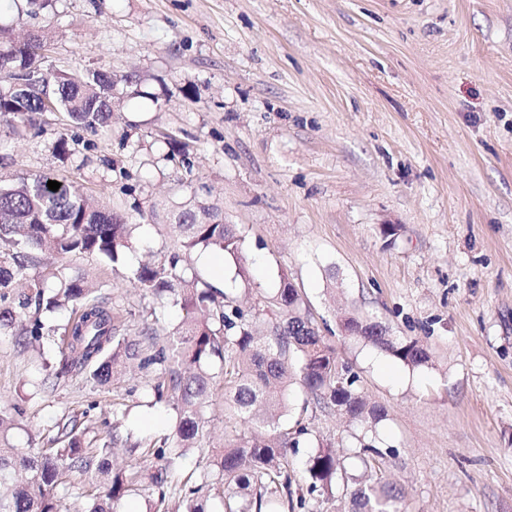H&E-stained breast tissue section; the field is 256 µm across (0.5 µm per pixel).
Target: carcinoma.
Returning a JSON list of instances; mask_svg holds the SVG:
<instances>
[{
    "label": "carcinoma",
    "instance_id": "carcinoma-1",
    "mask_svg": "<svg viewBox=\"0 0 512 512\" xmlns=\"http://www.w3.org/2000/svg\"><path fill=\"white\" fill-rule=\"evenodd\" d=\"M43 51L40 34L14 41L0 30V114L14 119L12 132L19 135L40 124L45 98L78 127L95 132L107 126L113 114L114 76L102 70L45 68ZM19 82L28 83L27 92L14 88ZM51 149L62 161L74 152L63 135ZM50 180L55 177L38 174L0 185V334L25 321V335L38 341L44 329L39 312L71 308L73 319L62 336L66 346L55 378L86 372L104 386L135 362L153 377L151 393L155 401L171 406L174 423L171 434L145 443L121 436L115 422L109 439L100 443L85 439L77 420L69 419L59 424L48 447L17 448L8 440L14 418L0 410V512H63L61 491L76 487L83 477L103 488L92 495L85 512H112L115 502L145 480L156 494L147 512H167L165 504L173 499L180 512H207L203 492L214 485L222 487L224 512H285L293 507L288 499L289 449L308 434L299 420L291 437L280 429L295 381L317 404L345 412L370 431L383 419V410L366 404L357 375L337 360L288 279L267 301L275 316L262 319L261 302L247 308L237 304L185 263V256L198 250L242 260L244 233L224 223V212L215 204L195 197L172 204L168 216L179 251L162 263H140L128 270L145 293L165 296L180 308L179 322L162 336L155 331L127 335L109 297L87 287L85 274L50 265L34 272L42 254L118 265L133 249L135 225L127 213L99 197L74 193L64 180L52 191ZM340 326L409 368L429 363L423 345L392 335L373 318L343 315ZM217 377L224 384V403L245 430L227 435L224 450L212 455L208 407ZM120 443L137 463L115 470L112 448ZM191 448L202 463L194 477L181 468ZM381 455L375 445L360 440L365 468ZM345 461L335 444L320 445L306 463L307 494L331 495L341 479L356 484L349 512H405L395 486L359 481L348 473Z\"/></svg>",
    "mask_w": 512,
    "mask_h": 512
}]
</instances>
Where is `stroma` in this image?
<instances>
[{
    "label": "stroma",
    "mask_w": 512,
    "mask_h": 512,
    "mask_svg": "<svg viewBox=\"0 0 512 512\" xmlns=\"http://www.w3.org/2000/svg\"><path fill=\"white\" fill-rule=\"evenodd\" d=\"M1 26L43 35L49 64L119 78L122 106L98 132L60 112L21 137L0 120V184L51 174L138 222L124 266L80 263L131 335L178 323L126 269L177 251L167 208L206 187L245 259L187 263L225 290L295 285L386 412L373 477L407 512H512V0H20ZM61 132L78 140L65 163ZM345 313L418 339L428 365L345 335ZM60 359L53 337L0 335V408L23 412L15 445L42 446L72 415L105 437L116 409L137 438L170 433L149 376L42 386ZM300 415L294 472L318 443L357 446V425L295 384L285 424Z\"/></svg>",
    "instance_id": "35a3bbf8"
}]
</instances>
